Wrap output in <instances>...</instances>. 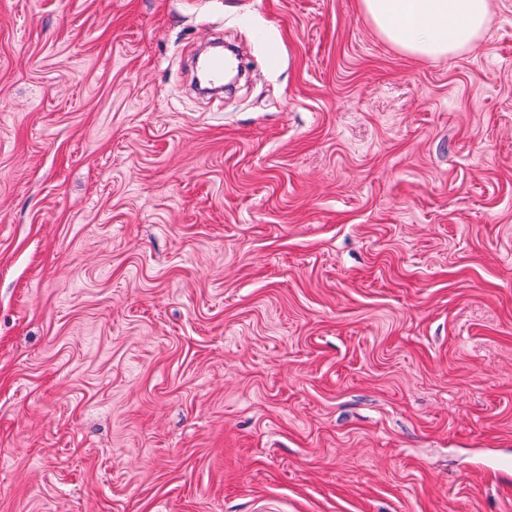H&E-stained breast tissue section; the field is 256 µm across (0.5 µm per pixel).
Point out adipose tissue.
Masks as SVG:
<instances>
[{"label": "adipose tissue", "mask_w": 512, "mask_h": 512, "mask_svg": "<svg viewBox=\"0 0 512 512\" xmlns=\"http://www.w3.org/2000/svg\"><path fill=\"white\" fill-rule=\"evenodd\" d=\"M377 32L418 56H454L476 47L491 18V0H360Z\"/></svg>", "instance_id": "ef3b65f1"}]
</instances>
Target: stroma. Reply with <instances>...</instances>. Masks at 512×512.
<instances>
[{"label": "stroma", "mask_w": 512, "mask_h": 512, "mask_svg": "<svg viewBox=\"0 0 512 512\" xmlns=\"http://www.w3.org/2000/svg\"><path fill=\"white\" fill-rule=\"evenodd\" d=\"M493 4L426 59L360 0H0V512H512Z\"/></svg>", "instance_id": "stroma-1"}]
</instances>
